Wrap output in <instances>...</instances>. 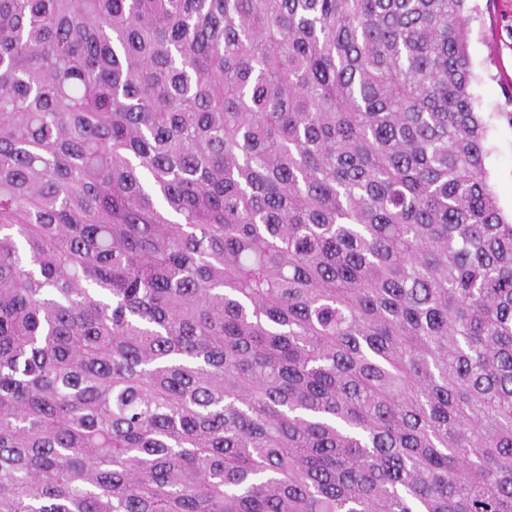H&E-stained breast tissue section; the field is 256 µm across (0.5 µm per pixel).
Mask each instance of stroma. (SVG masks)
<instances>
[{
  "instance_id": "1",
  "label": "stroma",
  "mask_w": 512,
  "mask_h": 512,
  "mask_svg": "<svg viewBox=\"0 0 512 512\" xmlns=\"http://www.w3.org/2000/svg\"><path fill=\"white\" fill-rule=\"evenodd\" d=\"M468 55L476 110L488 126L486 168L504 214L512 213V122L502 106L512 96V0H474Z\"/></svg>"
}]
</instances>
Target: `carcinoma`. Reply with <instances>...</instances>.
Here are the masks:
<instances>
[{"mask_svg": "<svg viewBox=\"0 0 512 512\" xmlns=\"http://www.w3.org/2000/svg\"><path fill=\"white\" fill-rule=\"evenodd\" d=\"M469 20L0 0V512H512Z\"/></svg>", "mask_w": 512, "mask_h": 512, "instance_id": "1", "label": "carcinoma"}]
</instances>
